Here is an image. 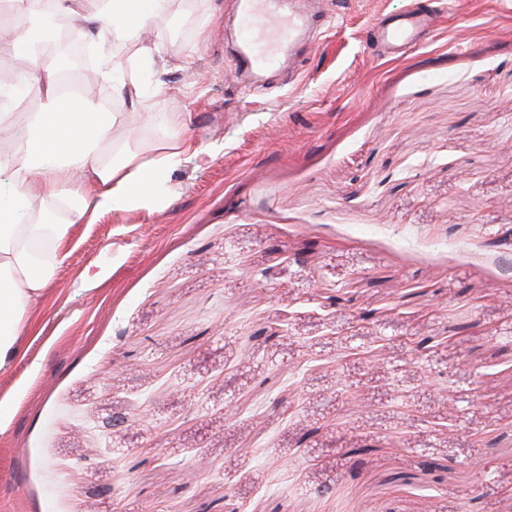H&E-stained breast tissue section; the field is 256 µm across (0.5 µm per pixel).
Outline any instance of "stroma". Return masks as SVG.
I'll return each instance as SVG.
<instances>
[{
    "instance_id": "35a3bbf8",
    "label": "stroma",
    "mask_w": 512,
    "mask_h": 512,
    "mask_svg": "<svg viewBox=\"0 0 512 512\" xmlns=\"http://www.w3.org/2000/svg\"><path fill=\"white\" fill-rule=\"evenodd\" d=\"M326 2L298 77L241 93L235 2L209 0L122 102L137 140L158 113L196 151L151 211L70 224L0 370V512H512V245L485 243L512 227V0H437L397 59L367 33L410 0Z\"/></svg>"
}]
</instances>
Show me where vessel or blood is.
<instances>
[{
    "instance_id": "obj_1",
    "label": "vessel or blood",
    "mask_w": 512,
    "mask_h": 512,
    "mask_svg": "<svg viewBox=\"0 0 512 512\" xmlns=\"http://www.w3.org/2000/svg\"><path fill=\"white\" fill-rule=\"evenodd\" d=\"M310 0H237L235 58L238 70L257 84L280 63L300 69L303 47L316 38L319 14L309 10ZM438 8L410 6L373 22L368 41L373 48L415 51L436 32Z\"/></svg>"
}]
</instances>
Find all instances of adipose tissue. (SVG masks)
I'll list each match as a JSON object with an SVG mask.
<instances>
[{
  "instance_id": "1",
  "label": "adipose tissue",
  "mask_w": 512,
  "mask_h": 512,
  "mask_svg": "<svg viewBox=\"0 0 512 512\" xmlns=\"http://www.w3.org/2000/svg\"><path fill=\"white\" fill-rule=\"evenodd\" d=\"M166 5L167 0H102L95 17L97 45L134 37ZM43 30L40 24L14 28L10 42L0 45L1 56L27 51L28 79L36 85L52 76L32 52ZM52 100L53 110L34 117L11 162L10 189L25 205L57 199L73 184L76 192L65 194L73 220L117 207L147 210L154 199L143 186L154 171L178 167L194 149L186 136L170 132L155 136L148 152L138 151L112 138L120 113L88 112L78 99L58 94ZM69 230L66 224H24L18 211L0 209V368L26 333V314L44 295Z\"/></svg>"
}]
</instances>
